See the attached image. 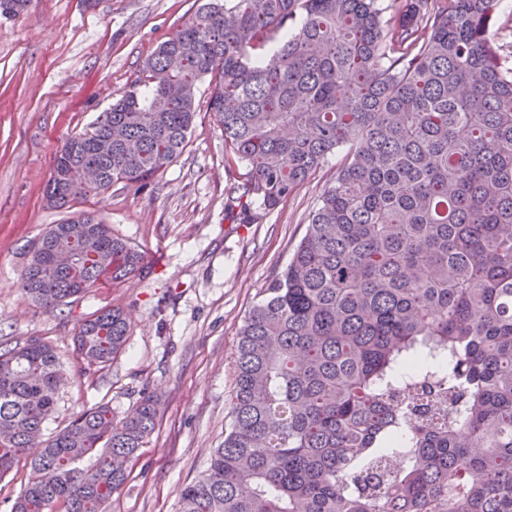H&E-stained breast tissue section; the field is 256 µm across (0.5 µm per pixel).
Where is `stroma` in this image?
Returning <instances> with one entry per match:
<instances>
[{
  "mask_svg": "<svg viewBox=\"0 0 512 512\" xmlns=\"http://www.w3.org/2000/svg\"><path fill=\"white\" fill-rule=\"evenodd\" d=\"M198 6L30 0L20 16H0V346L32 336L56 346L66 379L48 435L82 410L105 404L120 420L143 392L159 398L155 429L107 512H180L182 489L204 474L230 423L239 328L287 265L342 158L330 155L273 210L246 216L227 207L243 168L228 164L208 85L200 83L188 144L147 190L120 183L73 205L138 246L150 274L92 289L53 312L23 297L29 246L63 217L43 198L55 153L142 80L145 59ZM110 306L123 308L131 323L125 349L106 365H87L72 338L83 320Z\"/></svg>",
  "mask_w": 512,
  "mask_h": 512,
  "instance_id": "stroma-1",
  "label": "stroma"
}]
</instances>
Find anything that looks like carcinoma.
I'll return each mask as SVG.
<instances>
[{
  "label": "carcinoma",
  "instance_id": "cac0c4a2",
  "mask_svg": "<svg viewBox=\"0 0 512 512\" xmlns=\"http://www.w3.org/2000/svg\"><path fill=\"white\" fill-rule=\"evenodd\" d=\"M27 2L0 0V16ZM495 4L393 0L386 20L379 0H204L145 62L146 90L57 151L56 208L60 171L96 168L90 193L144 189L185 148L205 79L225 157L245 167L229 205L273 210L345 151L239 329L231 421L180 512H512V63ZM148 274L83 212L31 246L19 286L54 311ZM129 331L101 309L75 351L104 365ZM62 381L46 339L0 349V477L40 448L11 512H106L116 462L154 429L145 394L118 423L101 404L42 438Z\"/></svg>",
  "mask_w": 512,
  "mask_h": 512
}]
</instances>
